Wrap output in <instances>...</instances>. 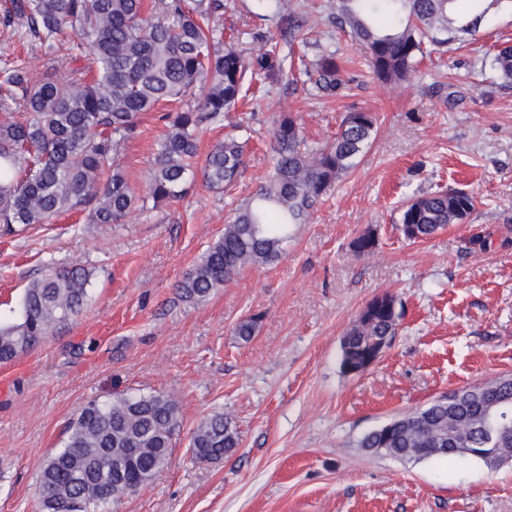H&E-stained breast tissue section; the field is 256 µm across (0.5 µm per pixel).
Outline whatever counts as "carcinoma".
Instances as JSON below:
<instances>
[{
  "label": "carcinoma",
  "instance_id": "1",
  "mask_svg": "<svg viewBox=\"0 0 512 512\" xmlns=\"http://www.w3.org/2000/svg\"><path fill=\"white\" fill-rule=\"evenodd\" d=\"M280 22L301 27L291 0H269ZM222 0H160L146 14L143 0H9L0 27L22 31L44 50L48 67L38 77L23 64L0 68V231L49 224L61 214L85 213L87 224H120L136 203L122 146L139 135L143 114L177 104L162 115L166 131L154 152L147 195L158 207L185 195L193 176L200 131L235 109L245 86H265L284 75L287 56L261 43L248 55L224 44L216 25ZM512 10V0H336V25L363 42L374 75L386 84L406 81L426 44L444 47L474 36L492 10ZM66 43L77 66L58 76V52ZM491 68L512 82V45L491 55ZM316 93L343 86L339 57L323 54L313 64ZM376 134L365 111L343 118L334 139L309 145L296 118L281 115L273 131L272 169L241 203L224 234L177 285L180 298L199 303L247 267L278 261L291 230L305 224L335 183L351 172ZM246 141L237 135L208 153L202 176L209 188H232L245 167ZM475 198L458 190L422 195L400 212L399 230L410 241L426 240L450 224H462ZM376 245L367 231L351 244L358 256ZM92 271L81 264L51 268L23 291L20 314L0 320V363L29 352L54 327L77 317L89 299ZM394 296L371 299L341 339L343 370L365 359L373 343L392 339L401 314L387 307ZM258 318L241 320L235 335L255 336ZM512 405V376L461 389V399H437L365 433L358 447L399 460L470 456L461 448H489L484 412ZM179 429L176 405L162 394L120 395L89 401L68 426L64 446L39 474L41 512H101L123 473L137 487L164 469ZM232 419L214 413L190 437L192 456L215 462L239 447Z\"/></svg>",
  "mask_w": 512,
  "mask_h": 512
}]
</instances>
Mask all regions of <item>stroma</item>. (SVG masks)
Instances as JSON below:
<instances>
[{"mask_svg": "<svg viewBox=\"0 0 512 512\" xmlns=\"http://www.w3.org/2000/svg\"><path fill=\"white\" fill-rule=\"evenodd\" d=\"M293 2L308 60L338 52L345 85L312 96L305 74L286 76L205 125L199 167L231 123L249 122L246 169L230 192L197 176L180 200L121 224L68 213L0 234L2 318L16 317L24 288L47 269L77 262L93 272L79 316L0 363V512H41V465L81 406L139 393L172 397L180 429L168 466L108 512H512V463L408 462L357 445L445 391L512 374V84L487 56L512 39V12H489L476 38L434 50L393 86L373 75L363 45L337 35L333 0ZM223 24L242 52L256 33L289 51L264 0H224ZM354 109L374 113L376 136L280 261L245 268L203 303L181 299L177 282L268 176L278 116L297 115L308 143L320 145ZM165 130L149 113L120 155L137 197ZM439 189L473 194L474 211L427 241L406 240L401 207ZM370 229L374 250L356 256L352 241ZM385 292L403 314L392 346L362 373L343 372L342 336ZM253 314L258 331L241 341L234 328ZM217 411L233 417L240 445L196 462L191 433Z\"/></svg>", "mask_w": 512, "mask_h": 512, "instance_id": "1", "label": "stroma"}]
</instances>
